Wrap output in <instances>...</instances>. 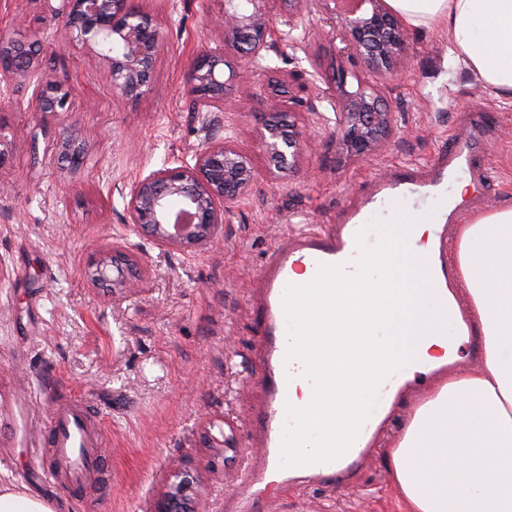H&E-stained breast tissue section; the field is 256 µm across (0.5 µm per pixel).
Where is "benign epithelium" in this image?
I'll list each match as a JSON object with an SVG mask.
<instances>
[{"label":"benign epithelium","instance_id":"7a95c632","mask_svg":"<svg viewBox=\"0 0 512 512\" xmlns=\"http://www.w3.org/2000/svg\"><path fill=\"white\" fill-rule=\"evenodd\" d=\"M63 19V35L81 44L108 64L113 88L122 94L145 86L160 44L153 19L131 6L130 0H43ZM215 21L223 45L203 53L195 64L187 93L205 106L224 111V90L238 72L227 55L233 52L253 61L266 58L281 41L273 19L276 3L288 5V17L299 18L312 0H215ZM361 5L340 14V52L366 71L340 68L336 83L338 144L351 159L365 160L385 148L393 135V112L384 102L378 81L401 63L408 44L407 30L383 0H360ZM38 42L19 34L0 39V83L33 86L34 111L67 112L68 92L41 68ZM269 112L256 137V146L273 165L276 181L297 166L303 130L291 120L299 105L288 74L277 71L261 85ZM64 157L76 170L83 151L73 140L65 143ZM252 156L237 137L211 141L192 161H178L139 176L127 193L126 222L145 232L163 248L203 249L214 242L230 214L256 180ZM137 262L112 250L104 253L90 272L94 281L109 282L112 293L133 290L129 279ZM199 476L177 469L157 500L153 512H199Z\"/></svg>","mask_w":512,"mask_h":512}]
</instances>
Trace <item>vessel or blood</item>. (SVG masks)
I'll use <instances>...</instances> for the list:
<instances>
[{"instance_id":"vessel-or-blood-1","label":"vessel or blood","mask_w":512,"mask_h":512,"mask_svg":"<svg viewBox=\"0 0 512 512\" xmlns=\"http://www.w3.org/2000/svg\"><path fill=\"white\" fill-rule=\"evenodd\" d=\"M473 157L470 137H456L436 169L397 168L378 180L369 202L391 210L393 219L405 218L400 207L403 197L436 193L459 170L471 166ZM369 231L379 244L388 243L386 227H367L365 209H354L342 216L335 229L310 227L284 233L261 267L256 286L267 363L263 381L265 406L259 423L264 455L261 462L244 463L236 489L224 497V512H259L261 502L252 489L271 474L280 476L285 485L300 479L316 486L349 481L377 447L379 435L390 419L383 396L410 373L408 364L377 372V397L371 407L362 411L345 435L317 456L302 451L301 431L291 418L293 409L288 403L289 387L302 374L311 378L315 403H324L333 394V381L315 369L320 344L299 347L289 326L306 322L318 326L320 335H335L341 301L336 288L355 286L359 271L351 261L359 255ZM302 264L308 265L310 276L299 281L295 273ZM452 267L450 251L443 245L421 259L415 271L421 288L418 328L459 322L461 307L450 304L442 295L451 286L448 271ZM102 433V416L91 410L83 398L72 394L59 399L46 420L37 451L42 473L77 498L85 495L89 485L107 488L109 468L100 452Z\"/></svg>"}]
</instances>
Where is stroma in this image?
Here are the masks:
<instances>
[{
    "label": "stroma",
    "instance_id": "stroma-1",
    "mask_svg": "<svg viewBox=\"0 0 512 512\" xmlns=\"http://www.w3.org/2000/svg\"><path fill=\"white\" fill-rule=\"evenodd\" d=\"M133 2L157 24L161 46L146 87L131 97L114 90L107 64L62 40L42 0H0V36L41 41L44 69L71 91L70 111L40 114L32 86L0 83L9 140L0 165V485L49 500L56 512H146L168 475L188 465L200 475L203 512H222L255 452L264 364L254 278L276 239L336 224L400 165L436 163L451 138L469 133L468 105L485 115L475 153L485 186L463 203L471 213L512 205V101L455 64L442 34L410 30L386 85L395 135L355 162L338 147L331 108L338 0H318L296 27L279 20V49L263 66L247 64L233 90L246 105L227 112L186 90L196 59L221 44L211 0ZM269 68L300 85L294 119L306 136L294 172L269 180L268 161L255 156L257 180L200 251L159 247L128 226L126 194L139 175L191 160L230 130L254 147L268 112L256 85ZM70 136L86 151L75 171L61 162ZM112 248L145 262L141 289L115 296L90 280L96 251ZM71 392L105 415L101 449L112 466L108 488H91L80 502L45 479L33 453L54 401ZM262 502L261 512H400L381 449L351 486L271 483Z\"/></svg>",
    "mask_w": 512,
    "mask_h": 512
}]
</instances>
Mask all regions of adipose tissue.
Segmentation results:
<instances>
[{
  "instance_id": "obj_1",
  "label": "adipose tissue",
  "mask_w": 512,
  "mask_h": 512,
  "mask_svg": "<svg viewBox=\"0 0 512 512\" xmlns=\"http://www.w3.org/2000/svg\"><path fill=\"white\" fill-rule=\"evenodd\" d=\"M407 27L440 32L455 57L497 96L512 98V0H385ZM394 250L363 258L359 308L369 321L377 354L346 366L361 342L348 322L337 321L336 403L322 422L309 411L310 388L300 382L288 401L301 411L302 444L317 455L327 445L321 425L345 433L359 418L370 377L399 361L418 365L446 358L445 336L418 335L413 321L412 275L427 253L432 228L394 225ZM458 280L466 294L483 365L450 374L417 406L389 444L390 484L404 512H512V206L473 215L455 225ZM388 268L376 280L377 263Z\"/></svg>"
}]
</instances>
